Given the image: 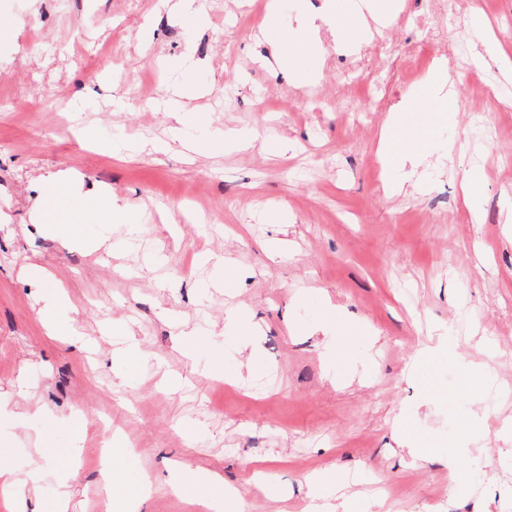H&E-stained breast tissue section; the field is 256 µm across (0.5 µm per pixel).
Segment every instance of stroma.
<instances>
[{
	"label": "stroma",
	"mask_w": 512,
	"mask_h": 512,
	"mask_svg": "<svg viewBox=\"0 0 512 512\" xmlns=\"http://www.w3.org/2000/svg\"><path fill=\"white\" fill-rule=\"evenodd\" d=\"M266 2L194 0L197 23L167 0H0V450L18 478L40 475L0 512H52L78 441L68 512H122L130 484L107 494L100 474L115 439L148 485L139 512H198L170 482L180 463L246 493L248 512H308L310 476L332 471L347 512H512V107L492 105L512 69L484 62L469 25L481 5L512 40V0H404L360 51L326 41L302 88L257 36ZM439 58L456 109L414 113L411 148L447 133L467 150L428 193L387 197L382 126ZM181 81L213 126L258 139L204 155L172 137L163 103ZM271 133L294 150L270 153ZM61 169L69 184L45 190ZM103 189L140 232L98 223L85 200ZM281 207L289 223H269ZM49 288L78 340L39 320ZM328 303L366 335L318 333ZM231 311L259 326L256 355L225 334ZM193 330L190 360L176 338Z\"/></svg>",
	"instance_id": "35a3bbf8"
}]
</instances>
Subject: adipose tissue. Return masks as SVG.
<instances>
[{"label": "adipose tissue", "mask_w": 512, "mask_h": 512, "mask_svg": "<svg viewBox=\"0 0 512 512\" xmlns=\"http://www.w3.org/2000/svg\"><path fill=\"white\" fill-rule=\"evenodd\" d=\"M325 2L324 10L315 15L300 6L293 10L289 9L286 0H270L262 22L263 28L275 32L280 44L293 46V53L280 57L279 63L288 70L294 84L299 87L312 82L309 65L321 58L325 52L320 37L321 26H328L340 44L355 50L368 42L373 35L383 33L400 9V0ZM425 105L432 106L435 112L441 114L453 109L452 83L445 62H437L424 82L404 96L389 113L382 128L379 151L383 157L389 158L399 171L396 180L386 183V193H401L408 184L412 185L415 192L428 191L431 187L430 181L414 176V167H427L433 164L443 167L453 163L456 156L463 151L462 146L457 145L451 137L436 141L428 151L422 153L408 150L404 136L408 125L406 117ZM171 116L175 121L174 133H181L184 127H192L200 133L203 151L207 154L241 149L256 136L252 130L228 129L222 133L215 131L211 123L203 119L200 113L190 110L177 109L172 111ZM204 482V477L189 473L177 481L176 487L185 497L198 502L206 512H247V503L241 494L199 496L198 489Z\"/></svg>", "instance_id": "adipose-tissue-1"}]
</instances>
